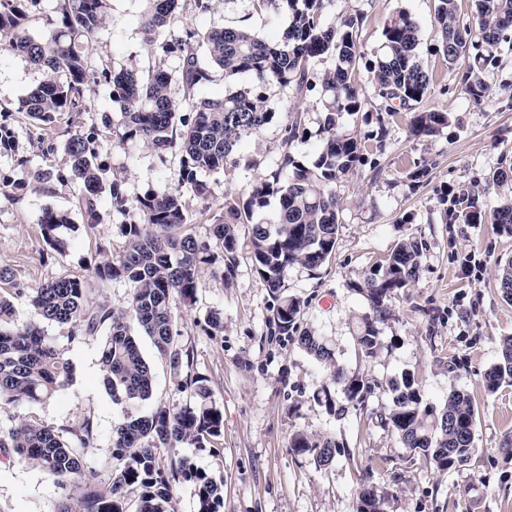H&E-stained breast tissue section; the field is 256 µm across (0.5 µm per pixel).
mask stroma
<instances>
[{
    "instance_id": "1",
    "label": "stroma",
    "mask_w": 512,
    "mask_h": 512,
    "mask_svg": "<svg viewBox=\"0 0 512 512\" xmlns=\"http://www.w3.org/2000/svg\"><path fill=\"white\" fill-rule=\"evenodd\" d=\"M109 9L93 36L88 57L91 75L86 100L91 109L79 119L81 129L101 126L117 106L103 70L162 68L170 75L169 93L182 100L177 58L145 42L139 19L147 0H108ZM434 0H325L328 22H337L350 8L360 10L365 24L360 42L365 52L378 45L389 15L407 11L420 26V56L433 74L426 107L446 112L451 124L437 138H417L407 117L389 124L386 149L377 169L359 173L333 186L342 209L336 250L318 272L295 266L288 274L290 295L304 301L301 326L321 336L334 353L335 368L316 361L297 343L271 336V298L263 280L248 262H240L224 280L203 271L197 280V301L187 307L174 302L181 345L193 349L194 368L207 379L211 398L224 412V431L217 451L186 444L163 449L167 460L183 457L224 484V512H356L361 480L386 491V512H512V385L488 392L484 375L498 362L504 337L512 336V304L497 286V269L512 258V236L492 224H447L439 211L437 192L445 185L468 184L482 192L488 208L512 198V182L487 188L489 174L512 161V50L503 49L500 68L482 79L489 97L473 104L461 91L442 54L434 18ZM285 15L259 11L254 0H213L208 13H198L193 0H179L174 32L245 27L266 39L280 35ZM46 77L23 56L0 45V124L14 133V149L0 154V267L9 269L1 294L63 276L86 282L91 303H108L121 310L131 295L128 282H102L90 266L118 256L125 245L126 215L112 208L109 197L98 204L100 221L89 226L72 185L57 181L25 191L15 185L31 170L66 171L64 136L47 151L40 126L18 112L20 98ZM271 104L284 111L297 104L308 135L284 143V120L266 125L236 146L230 172L207 173L208 199L194 201L190 228L197 239L212 236V224L225 196L247 198L251 184L275 168L282 151L312 163L321 146L317 92L293 99L279 86L267 88ZM98 159L106 178L123 180L129 201L148 192H168L178 186L181 156L158 155L142 143L117 144L100 136ZM426 158L438 165L429 184L412 187L406 173ZM67 215L62 229L63 250L50 248L41 235L45 209ZM421 240L427 249L414 287L395 295L391 317L379 324L380 348L365 357L356 343L358 322L367 310L352 285L401 240ZM15 321L41 324L45 335L63 350L72 365L70 380L48 402L13 406L0 404V426L33 417L57 428H77L84 419L95 425L94 439L84 451L87 465L101 487L112 481V428L122 416L113 404L100 370V335L70 342L67 327L42 322L26 298L14 297ZM213 309L224 314L221 335L201 331L200 320ZM154 374L153 394L140 402L145 413L158 404L184 406L168 364L157 357L146 336L138 338ZM358 377L372 387L364 402L337 397L335 407L321 397L332 388L334 369ZM415 372L424 402L442 405L449 388L466 391L477 405L474 452L462 469L439 470L404 448L398 435L383 427L380 416L392 400L389 385L405 372ZM334 438L339 443L334 463L317 468L311 457L289 448L293 433ZM66 491L40 469L18 460L0 461V512H57Z\"/></svg>"
}]
</instances>
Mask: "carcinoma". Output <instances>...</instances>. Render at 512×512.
<instances>
[{"mask_svg": "<svg viewBox=\"0 0 512 512\" xmlns=\"http://www.w3.org/2000/svg\"><path fill=\"white\" fill-rule=\"evenodd\" d=\"M140 21L146 41L170 32L161 45L166 55L182 62L185 87L183 103L168 94L169 74L157 68L143 76L134 69L110 74L112 102L119 118L105 128L120 145L143 142L156 152L182 154L179 187L168 193H148L137 200L138 217L122 225L123 251L91 267L102 282L124 279L133 288L125 309L116 311L101 304L87 305L84 281L59 277L17 294L43 319L69 328L72 342L84 336L103 334L100 366L113 403L128 405L146 401L153 390L151 365L140 351L133 330L148 336L156 352L168 362L179 391L194 402L183 407L157 406L147 414L125 411L112 429L115 470L110 490L96 485L97 473L84 461L82 450L94 439L93 421L85 419L76 429L55 428L34 420H21L0 427V454L42 470L70 493L58 512H128V495L136 493L135 512H175L173 490L181 481L195 485L197 512H222L224 484L195 467L188 459L164 463L161 449L188 444L205 449L222 435L224 414L211 401L207 378L194 369L193 352L176 336L171 306L178 297L188 307L196 303L197 280L202 271L230 278L241 260L249 261L269 290L272 304L269 325L283 340H295L318 361L333 368V383L349 401L362 402L371 386L350 378L336 368L330 349L320 337L300 330L302 303L287 294L289 271L301 265L320 269L336 248L342 224L340 203L331 186L354 174L365 164L371 150L383 152L387 124L404 114L415 137H437L448 129V113L422 106L430 91L432 76L420 57V29L407 13L399 11L384 25L376 52L368 58L360 43L364 14L348 9L335 24L326 22L325 0H256L261 9L288 16V26L279 37L264 39L245 28L185 30L171 33L178 0H148ZM38 0H0V38L11 52L43 69L47 77L18 102L16 111L49 125L56 115L87 111L84 88L88 80L86 43L102 26L107 0H57L56 17L46 19L45 32L26 33L22 22ZM474 22L461 19L457 0H435V20L441 34L437 51L453 68L467 60L458 72V85L469 99L480 104L488 97L481 74L500 63L503 46L512 43V0H476ZM204 47L211 63L233 80L250 74L255 83L228 90L221 100L198 99L196 88L209 80L197 48ZM328 58L331 66L312 81V63ZM371 77V93L379 101V132L376 144L362 141L345 118L364 110L365 88L356 81L360 66ZM296 96L316 89L323 112L324 134L317 158L306 165L283 152L277 167L262 175L251 187L249 198L240 202L224 196V207L214 217L212 240L197 239L189 232V203L207 196L209 187L202 173L224 170L227 158L243 137L260 131L275 118L265 87L270 84ZM65 140L69 169L57 180L77 191L80 209L93 226L99 221L98 202L106 194L119 213L129 210L123 181H107L96 164L100 129L71 132ZM284 142L305 136L302 115L292 107L287 112ZM437 163L422 161L407 178L415 187L431 181ZM276 199V222L255 220L257 210ZM440 203L448 224H481L491 219L496 230L512 235V199H504L492 212L466 185L443 192ZM66 216L46 209L40 219L42 234L56 250L64 247L59 230ZM251 225L248 236L239 226ZM219 248L216 256L213 248ZM423 241L397 243L383 259L374 262L362 280L353 285L366 301L369 313L361 318L356 341L363 354L376 355L380 341L377 324L390 315V301L412 287L419 278ZM222 262H217V259ZM497 284L502 296L512 302V259L499 266ZM14 307L0 296V403L23 406L44 403L71 375L64 353L53 347L42 328L29 323L13 325ZM223 316L211 311L201 330L208 336L223 332ZM489 391L512 383V336L504 339L500 362L485 374ZM392 402L384 424L395 431L404 447L422 455L441 470L469 461L473 453L477 408L472 398L453 387L440 407L423 403L410 373L392 384ZM289 448L306 454L320 467L335 459L336 440L314 437L300 431ZM387 494L360 491L357 512H385Z\"/></svg>", "mask_w": 512, "mask_h": 512, "instance_id": "cac0c4a2", "label": "carcinoma"}]
</instances>
